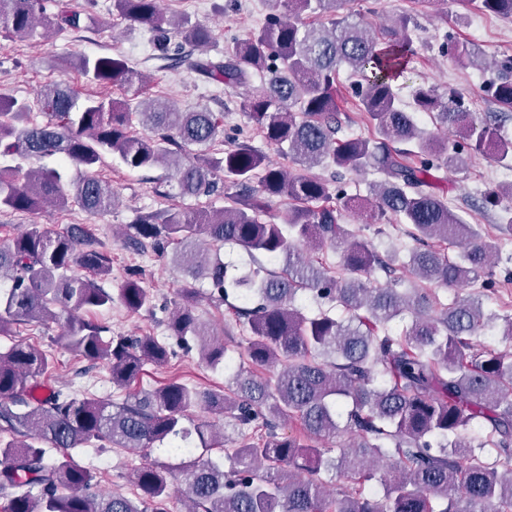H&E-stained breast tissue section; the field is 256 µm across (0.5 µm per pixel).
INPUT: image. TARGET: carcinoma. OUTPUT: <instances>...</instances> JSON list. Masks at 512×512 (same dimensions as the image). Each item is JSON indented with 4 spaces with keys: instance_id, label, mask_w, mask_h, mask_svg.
I'll return each mask as SVG.
<instances>
[{
    "instance_id": "1",
    "label": "carcinoma",
    "mask_w": 512,
    "mask_h": 512,
    "mask_svg": "<svg viewBox=\"0 0 512 512\" xmlns=\"http://www.w3.org/2000/svg\"><path fill=\"white\" fill-rule=\"evenodd\" d=\"M465 11L512 19V0H454ZM350 0H278L283 15L234 43L222 61H196L191 68L217 83L237 86L259 74L264 86L241 107L267 143L292 159L286 171L245 142L214 151L224 134V115L206 108L184 111L162 99L139 101L142 131L132 127L133 108L116 106L108 88L124 85L141 95L145 77L120 58L79 55L69 62L103 89L80 99L65 80L43 87L46 122L31 119L28 101L0 96V210L33 212L54 202L77 203L85 212L112 211V185L96 170L106 153L132 170L167 167L182 198L208 197L219 189L232 201L220 210L171 209L146 213L128 225L135 245L150 244L172 260L186 279L171 335L199 343L202 360L224 363L233 373L228 390H201L171 381L141 389L119 405L61 389L35 396L33 381L49 366L45 351L15 343L0 351V422L13 434L0 438V498L3 512H163L171 476L193 504L189 512H512V352L475 341L500 328L512 341V315L485 314L482 295L448 304L436 287H496L494 267L502 240L512 239V206L504 208L498 235L482 233L434 192L435 172L462 168L478 155L512 161V140L500 134V118L487 121L456 93L444 99L435 87L416 90L413 104L393 91L413 54L411 14H399L378 38L350 20ZM43 10L41 0H0V33L24 39L40 24L48 33L93 28L65 0ZM112 10L130 28L153 33L161 59H173L172 33L199 49L210 30L191 20H173L159 0H112ZM347 67L361 80L351 85L373 137L338 136L341 121L336 84ZM487 92L503 112H512V56L496 63ZM422 114L458 134L445 143L419 127ZM406 143L413 149H398ZM59 157L64 168L23 169V161ZM314 166L336 168L332 179L314 177ZM80 175L72 178L67 168ZM370 173L369 195H350L341 171ZM286 198L284 223L263 219L268 204ZM393 217L414 247L408 261L397 252L377 253L370 241L342 223L348 212ZM459 247L451 257L439 244ZM227 244L253 259L248 270L224 260ZM309 246L340 253L342 272L303 257ZM280 271L267 268L280 258ZM405 269L418 279L403 287ZM386 276L380 284L374 274ZM111 275L108 258L79 230L60 233L31 224L0 245V334L32 319L55 321L65 314L68 349L108 365L112 385L125 388L147 364L168 361L167 346L154 336H112L83 313L119 301L139 312L152 306L150 291L136 276L117 294L97 284ZM206 280L211 297L230 305L246 326L249 368L234 366L224 344L194 315L196 283ZM304 292L328 304L313 316L298 306ZM342 308L343 316L331 311ZM204 407L233 419L237 436L214 460L197 449L219 441L208 424L189 428L190 411ZM299 424L303 438L277 433V421ZM486 435L474 445L464 432ZM343 433L349 444L337 457L305 442ZM101 447L149 452L165 448L176 464H146L131 479L139 501L91 491L96 475L74 450ZM489 446V462L478 448ZM56 451L51 457L47 448ZM385 465L384 493L367 495L362 483ZM346 482L330 495L321 474Z\"/></svg>"
}]
</instances>
